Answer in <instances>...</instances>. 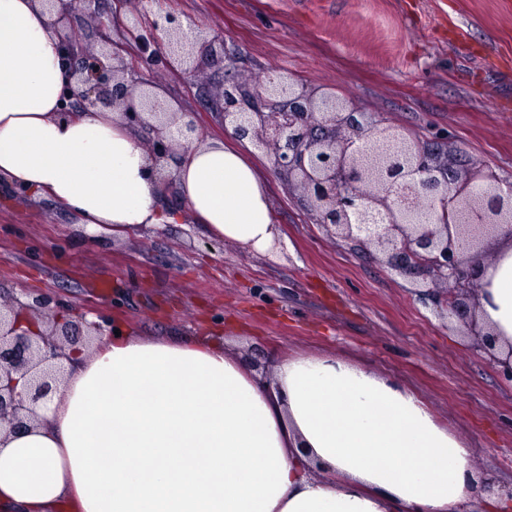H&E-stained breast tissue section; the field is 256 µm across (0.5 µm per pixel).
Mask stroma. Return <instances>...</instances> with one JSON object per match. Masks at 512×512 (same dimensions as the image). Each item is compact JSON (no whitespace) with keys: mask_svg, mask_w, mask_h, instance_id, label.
Returning <instances> with one entry per match:
<instances>
[{"mask_svg":"<svg viewBox=\"0 0 512 512\" xmlns=\"http://www.w3.org/2000/svg\"><path fill=\"white\" fill-rule=\"evenodd\" d=\"M125 0L112 27L129 75L155 78L200 141L228 132L198 98L225 74L254 83L285 73L421 142L512 182V0H152L222 33L236 64L190 78L141 65ZM288 247L243 252L197 224L99 237L48 198L0 192V291L46 294L73 318H112L138 335L193 336L234 322L235 351L262 365L333 356L395 378L471 448L478 471L512 484V383L466 328L437 317L422 288L380 254L353 250L309 215L303 193L255 152ZM110 285L100 294L99 283Z\"/></svg>","mask_w":512,"mask_h":512,"instance_id":"35a3bbf8","label":"stroma"}]
</instances>
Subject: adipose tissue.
<instances>
[{
  "mask_svg": "<svg viewBox=\"0 0 512 512\" xmlns=\"http://www.w3.org/2000/svg\"><path fill=\"white\" fill-rule=\"evenodd\" d=\"M69 80L42 0H0V187L125 234L191 217L258 253L281 235L248 155L195 143L162 184L119 112L61 117ZM477 314L512 342V239L482 264ZM28 429L0 430V512H512L471 449L397 380L333 357L268 376L222 334L106 332L70 351Z\"/></svg>",
  "mask_w": 512,
  "mask_h": 512,
  "instance_id": "ef3b65f1",
  "label": "adipose tissue"
}]
</instances>
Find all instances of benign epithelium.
Returning <instances> with one entry per match:
<instances>
[{
  "mask_svg": "<svg viewBox=\"0 0 512 512\" xmlns=\"http://www.w3.org/2000/svg\"><path fill=\"white\" fill-rule=\"evenodd\" d=\"M62 23L81 10L80 0H43ZM117 13L97 17L107 51L96 53L76 38H60L74 80L68 117L98 107L121 110L143 129L156 163L176 158L177 147L195 140L192 121L183 122L166 101L147 93L142 83L124 77L108 32ZM164 22L135 16L128 26L141 61L193 75L210 63L215 41L190 23L183 29L167 12ZM210 107L240 138L266 152L274 168L295 179L315 221L364 254L376 249L395 272L425 286L438 316L467 325L477 346L498 363L512 382V344L502 350L492 331L476 317L472 299L479 285L476 267L487 237L512 236V183L470 166L461 157L439 159V142L411 141L399 129L374 127L364 113L292 81L284 74L253 85L226 80L208 93ZM44 317L35 333L23 317ZM109 321L81 326L52 314L50 299L0 298V425L16 430L39 418L37 407L56 390L66 350L84 344L82 336H101Z\"/></svg>",
  "mask_w": 512,
  "mask_h": 512,
  "instance_id": "benign-epithelium-1",
  "label": "benign epithelium"
}]
</instances>
